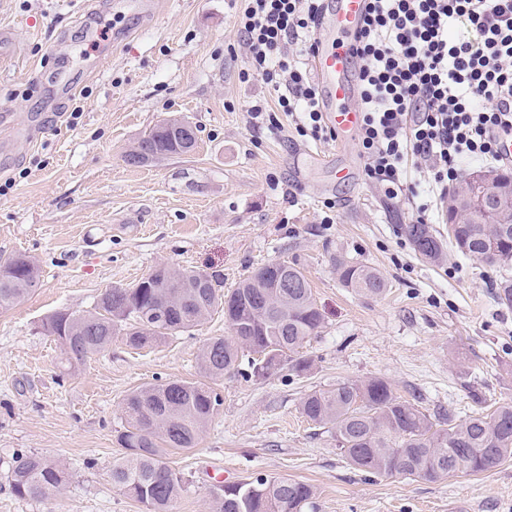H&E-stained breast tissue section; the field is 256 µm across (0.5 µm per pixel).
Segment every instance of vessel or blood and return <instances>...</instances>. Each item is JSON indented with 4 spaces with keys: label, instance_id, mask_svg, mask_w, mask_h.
<instances>
[{
    "label": "vessel or blood",
    "instance_id": "obj_1",
    "mask_svg": "<svg viewBox=\"0 0 512 512\" xmlns=\"http://www.w3.org/2000/svg\"><path fill=\"white\" fill-rule=\"evenodd\" d=\"M367 0H331L321 24L312 66L322 89L327 123L338 145H346L361 124L357 100V67L353 49Z\"/></svg>",
    "mask_w": 512,
    "mask_h": 512
}]
</instances>
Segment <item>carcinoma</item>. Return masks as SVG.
Listing matches in <instances>:
<instances>
[{"label":"carcinoma","instance_id":"carcinoma-1","mask_svg":"<svg viewBox=\"0 0 512 512\" xmlns=\"http://www.w3.org/2000/svg\"><path fill=\"white\" fill-rule=\"evenodd\" d=\"M138 149L143 164L166 159L180 154V138L161 124L138 139ZM506 197L507 190L496 186L474 210L457 197L450 200L448 240L458 251L489 265H512V205H500ZM401 229L422 259H440L442 240L431 226L403 224ZM334 267L340 283L362 297L378 298L387 289L384 276L369 265L338 256ZM39 278L40 268L32 267L28 256L0 255V310L21 301ZM202 281L211 287H198ZM222 284L216 272L160 265L132 287L105 291L90 310L50 315L43 330L69 343L67 361L74 367L107 351L117 335L133 348L149 347L201 325L219 307L230 336L213 338L201 349L205 377L233 371L244 350L255 354L249 366L257 377L266 376L257 358L262 353L304 367L294 355L317 335L324 317L300 267L271 262L226 294ZM495 288L500 304L512 307V278H501ZM144 311L160 315L146 324L140 316ZM221 402L216 389L199 381H169L132 392L124 406L126 425L118 434L123 453L112 464V484L146 512H174L183 477L168 456L196 445ZM300 413L331 434L352 466L367 472L435 481L463 470L488 471L512 457V402L459 421L451 414L434 419L417 403L396 397L387 381L373 377L313 390L301 400ZM8 480L18 497L41 501L59 493L68 474L56 460L21 453L9 462ZM314 496L313 486L304 481L258 477L213 493L211 512H303Z\"/></svg>","mask_w":512,"mask_h":512}]
</instances>
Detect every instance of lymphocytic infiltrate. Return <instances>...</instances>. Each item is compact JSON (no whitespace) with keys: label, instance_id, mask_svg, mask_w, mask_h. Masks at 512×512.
I'll return each mask as SVG.
<instances>
[{"label":"lymphocytic infiltrate","instance_id":"obj_1","mask_svg":"<svg viewBox=\"0 0 512 512\" xmlns=\"http://www.w3.org/2000/svg\"><path fill=\"white\" fill-rule=\"evenodd\" d=\"M324 0H245L236 21L249 76L302 130L329 133L306 61ZM366 176L389 198L415 193L408 160L446 195L471 162L499 165L512 138V0H369L357 40Z\"/></svg>","mask_w":512,"mask_h":512}]
</instances>
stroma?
Masks as SVG:
<instances>
[{"instance_id": "stroma-1", "label": "stroma", "mask_w": 512, "mask_h": 512, "mask_svg": "<svg viewBox=\"0 0 512 512\" xmlns=\"http://www.w3.org/2000/svg\"><path fill=\"white\" fill-rule=\"evenodd\" d=\"M243 0H0V254L34 258V290L0 312V512H146L114 487L112 463L133 390L200 380L198 355L227 335L223 313L136 350L122 338L69 367L41 329L57 311L90 309L167 264L218 272L225 290L256 267L299 264L325 316L291 364L263 378L248 363L218 381L222 404L196 447L173 453L184 478L175 512H209L221 486L288 477L315 486L305 512H512V457L491 470L429 481L361 471L309 424L305 394L380 377L393 394L456 419L512 401V308L502 271L458 254L419 258L400 227L415 202L387 199L358 145L256 129L246 108L274 101L242 79L236 31ZM78 120H71L72 111ZM172 118L197 130L186 154L131 166L127 151ZM331 223H324V216ZM376 268L378 299L341 285L333 259ZM59 460L66 489L16 496L19 453Z\"/></svg>"}]
</instances>
